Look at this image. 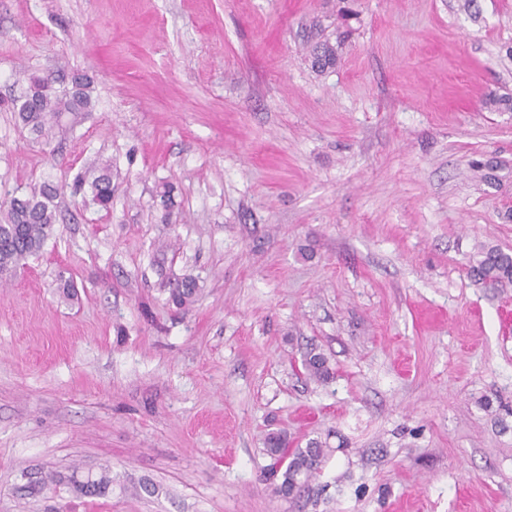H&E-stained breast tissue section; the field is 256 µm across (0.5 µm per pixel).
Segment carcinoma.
I'll return each mask as SVG.
<instances>
[{"label":"carcinoma","mask_w":512,"mask_h":512,"mask_svg":"<svg viewBox=\"0 0 512 512\" xmlns=\"http://www.w3.org/2000/svg\"><path fill=\"white\" fill-rule=\"evenodd\" d=\"M336 64V47L329 42L315 46L312 66L322 71ZM93 81L85 74H74L68 85L55 87L49 76L30 74L24 95L12 105L18 122L28 127L48 143L54 131L62 127L67 115H79L94 109ZM93 202L102 209L112 204V166L105 163L96 169L91 182ZM58 189L44 184L24 195H13L7 205L5 223H0V272L8 274L25 264L28 257L42 251L46 241L53 236L57 218L55 198ZM468 274L484 288H499L512 283V252L497 246L481 244L470 255ZM198 288L193 280H185L170 289V301L178 308L193 302ZM306 375L320 382L331 378L327 357L310 352L304 360ZM286 439L272 435L267 438V452L279 460L288 459L280 484L274 491L277 496L297 500L310 492V480L320 469L324 449L316 441L304 448L290 450ZM66 482L74 492L83 497H101L112 492V473L104 467L93 475L84 476L73 470L69 476L53 473L36 474L24 485L27 496H37L55 483Z\"/></svg>","instance_id":"1"}]
</instances>
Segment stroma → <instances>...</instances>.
Wrapping results in <instances>:
<instances>
[{"label": "stroma", "instance_id": "1", "mask_svg": "<svg viewBox=\"0 0 512 512\" xmlns=\"http://www.w3.org/2000/svg\"><path fill=\"white\" fill-rule=\"evenodd\" d=\"M24 70L87 73L93 112L37 140ZM493 99L512 0H0V199L59 190L0 278V512H512V285L467 273L512 252ZM105 161L107 210L73 191ZM272 432L325 448L309 496H275ZM102 466L104 497L21 492ZM468 274L484 288H499L512 283V252L481 244L470 255ZM304 369L309 378L325 382L331 378V369L328 366V359L323 353L309 352L304 360Z\"/></svg>", "mask_w": 512, "mask_h": 512}]
</instances>
